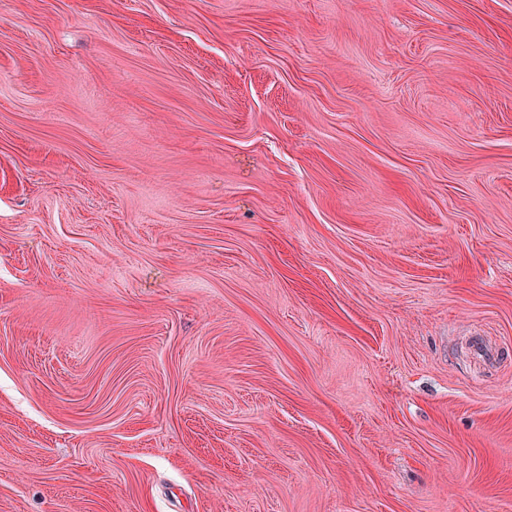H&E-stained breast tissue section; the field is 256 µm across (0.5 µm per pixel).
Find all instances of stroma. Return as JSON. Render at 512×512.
Instances as JSON below:
<instances>
[{
	"instance_id": "1",
	"label": "stroma",
	"mask_w": 512,
	"mask_h": 512,
	"mask_svg": "<svg viewBox=\"0 0 512 512\" xmlns=\"http://www.w3.org/2000/svg\"><path fill=\"white\" fill-rule=\"evenodd\" d=\"M0 512H512V0H0Z\"/></svg>"
}]
</instances>
